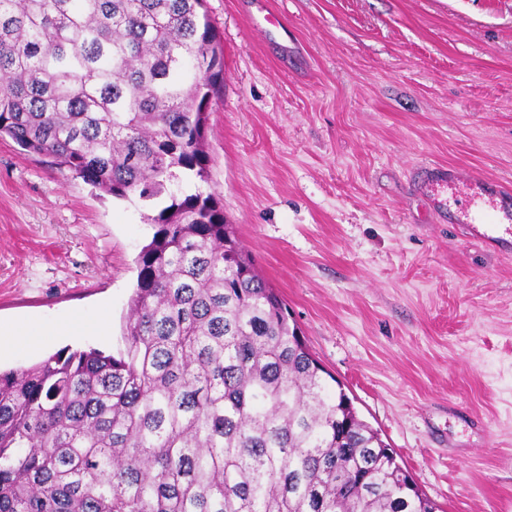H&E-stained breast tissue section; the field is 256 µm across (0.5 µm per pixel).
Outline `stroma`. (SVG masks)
Returning <instances> with one entry per match:
<instances>
[{
  "label": "stroma",
  "instance_id": "obj_1",
  "mask_svg": "<svg viewBox=\"0 0 512 512\" xmlns=\"http://www.w3.org/2000/svg\"><path fill=\"white\" fill-rule=\"evenodd\" d=\"M224 49L207 181L313 356L441 512H512V253L465 237L424 171L512 185V0H206ZM279 27L258 32L266 12ZM0 137V323L93 318L118 354L155 231Z\"/></svg>",
  "mask_w": 512,
  "mask_h": 512
}]
</instances>
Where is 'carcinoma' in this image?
Here are the masks:
<instances>
[{
    "label": "carcinoma",
    "mask_w": 512,
    "mask_h": 512,
    "mask_svg": "<svg viewBox=\"0 0 512 512\" xmlns=\"http://www.w3.org/2000/svg\"><path fill=\"white\" fill-rule=\"evenodd\" d=\"M223 81L205 0H0V136L156 227L119 356L0 371V512H436L182 190Z\"/></svg>",
    "instance_id": "obj_1"
}]
</instances>
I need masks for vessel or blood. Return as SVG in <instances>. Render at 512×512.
<instances>
[{
  "label": "vessel or blood",
  "instance_id": "b4317fda",
  "mask_svg": "<svg viewBox=\"0 0 512 512\" xmlns=\"http://www.w3.org/2000/svg\"><path fill=\"white\" fill-rule=\"evenodd\" d=\"M459 184L465 185L471 205L457 212L456 223L469 225L481 239L497 237L500 231L512 228V191L495 180L479 176L469 177L462 183L456 176L447 175L445 167H435L431 182L434 194H443Z\"/></svg>",
  "mask_w": 512,
  "mask_h": 512
}]
</instances>
